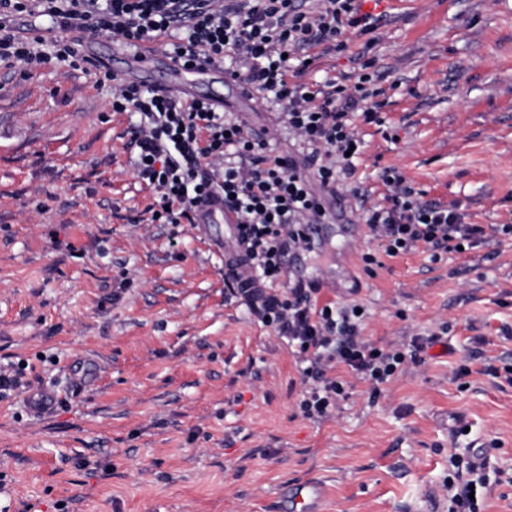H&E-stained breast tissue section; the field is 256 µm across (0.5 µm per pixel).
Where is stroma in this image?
<instances>
[{"instance_id": "1", "label": "stroma", "mask_w": 512, "mask_h": 512, "mask_svg": "<svg viewBox=\"0 0 512 512\" xmlns=\"http://www.w3.org/2000/svg\"><path fill=\"white\" fill-rule=\"evenodd\" d=\"M363 8L380 18L373 35L308 47L302 80L371 62L386 128L359 125L332 239L288 275L361 304L379 346L438 343L379 398L353 380L319 423L298 416L292 352L226 284L211 239L151 223L156 196L127 148L135 117L113 111L111 87L54 64L0 70V367L23 371L0 400V512H273L306 478L325 487L321 512H448L450 454L480 449L500 474L484 512H512V384L485 372L512 365V235L438 262L422 248L387 257L370 276L347 195L381 201L390 166L466 223L512 225V0ZM194 92L296 152L277 112L222 76ZM37 390L54 396L41 415Z\"/></svg>"}]
</instances>
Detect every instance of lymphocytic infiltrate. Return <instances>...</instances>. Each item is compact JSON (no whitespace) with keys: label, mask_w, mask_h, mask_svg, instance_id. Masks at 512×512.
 I'll list each match as a JSON object with an SVG mask.
<instances>
[{"label":"lymphocytic infiltrate","mask_w":512,"mask_h":512,"mask_svg":"<svg viewBox=\"0 0 512 512\" xmlns=\"http://www.w3.org/2000/svg\"><path fill=\"white\" fill-rule=\"evenodd\" d=\"M49 17L59 32L47 40L24 35L19 19ZM379 19L359 0H0V65L51 61L78 68L87 38L109 36L131 50L161 47L183 67L223 65L262 101L282 107L281 118L300 155H282L234 112L175 90L147 89L97 66V84L111 83L112 109L138 114L130 130L133 172L157 195L155 224H181L202 201L221 195L237 218V235L224 264V280L244 298L261 323L288 340L298 365L299 415L310 421L333 416L349 399L351 379L380 397L385 385L417 361L427 339L380 348L363 334L357 305L320 301L318 281H297L278 290L299 255L313 252L309 228L331 223L324 194L335 193L341 176L352 175L362 139L358 123L384 126L381 91L372 75L357 70L323 85L301 80L308 68L302 51L346 47L351 36L375 32ZM381 179L383 202L359 200L358 218L373 249L362 253L365 272L380 256L423 248L433 260L490 241L480 224H469L457 207L423 200L397 169ZM351 379L337 375V367ZM448 478V512H483L490 482L483 466L456 459Z\"/></svg>","instance_id":"1"}]
</instances>
